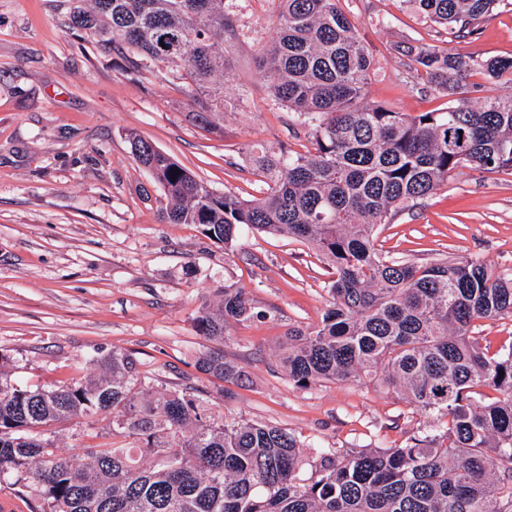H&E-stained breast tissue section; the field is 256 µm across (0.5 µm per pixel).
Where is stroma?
I'll return each mask as SVG.
<instances>
[{
	"mask_svg": "<svg viewBox=\"0 0 512 512\" xmlns=\"http://www.w3.org/2000/svg\"><path fill=\"white\" fill-rule=\"evenodd\" d=\"M372 48L380 75L366 100L410 115L445 107L403 48L434 45L478 59L512 56V0L457 39L407 0H340ZM280 0H224L237 31L224 52L230 103L209 133L167 67L149 76L72 29L51 0H0V353L8 379L52 386L92 375L94 350L131 354L157 389L194 387L220 413L270 423L318 448L391 447L420 428L401 395L373 382L289 384L274 362L289 326L317 325L329 268L307 243L243 230L233 254L194 224H166L160 192L134 162V133L217 192L262 197L247 146L309 145L308 128L273 101L260 67ZM379 248L423 264L464 257L512 275V171L453 172L431 196L379 225ZM234 282L271 319L233 325L224 355L248 377L227 384L199 371L207 346L193 318ZM108 420L52 428L78 458Z\"/></svg>",
	"mask_w": 512,
	"mask_h": 512,
	"instance_id": "1",
	"label": "stroma"
}]
</instances>
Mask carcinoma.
<instances>
[{
	"label": "carcinoma",
	"instance_id": "carcinoma-1",
	"mask_svg": "<svg viewBox=\"0 0 512 512\" xmlns=\"http://www.w3.org/2000/svg\"><path fill=\"white\" fill-rule=\"evenodd\" d=\"M55 0L72 28L120 52L139 73L175 66L198 127L224 101V41L236 36L224 0ZM265 49L270 95L311 127L313 149H250L266 192L218 193L170 154L130 134L135 162L161 191L167 224H196L224 252L242 227L300 239L332 270L331 301L314 327L292 326L275 352L298 388L375 381L405 396L424 427L404 444L307 451L278 426L229 419L190 389L158 391L136 360L114 349L90 357L95 374L49 388L3 378L0 355V485L32 500L31 512H512V345L495 352L476 322L512 319V277L469 259L395 260L377 227L414 206L461 168L512 171V96L473 105L468 75L512 80V57L478 60L410 47L418 76L450 99L416 116L364 102L379 74L340 0H282ZM423 17L470 34L500 0H412ZM194 317L215 347L200 371L247 378L224 357L234 322L265 320L235 283ZM109 417L107 442L87 461L61 452L48 428ZM311 477L300 478L304 466Z\"/></svg>",
	"mask_w": 512,
	"mask_h": 512
}]
</instances>
